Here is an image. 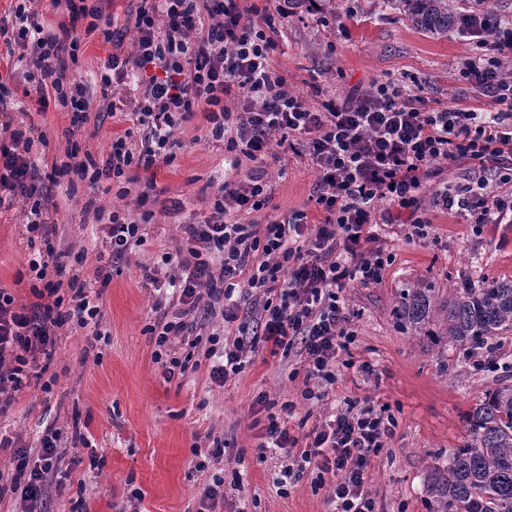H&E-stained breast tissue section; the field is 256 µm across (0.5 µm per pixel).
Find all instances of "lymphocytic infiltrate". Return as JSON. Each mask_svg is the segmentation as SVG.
<instances>
[{
  "mask_svg": "<svg viewBox=\"0 0 512 512\" xmlns=\"http://www.w3.org/2000/svg\"><path fill=\"white\" fill-rule=\"evenodd\" d=\"M51 2L66 6L69 25L60 34L45 33L36 11L21 0L14 10V41L40 72L38 103L47 105L53 97L84 112L86 90L66 84L60 61L63 47L80 48L72 22L86 20L87 32H102L108 43L123 40L124 33L86 0ZM287 15L279 4L259 12L239 0H138L133 53L109 55L100 75L105 92L136 78L138 129L113 140L103 166L81 161L62 170L95 183L123 178L133 166L149 172L167 165L175 130L205 107L210 133L231 154L236 174L219 187L204 223L181 225L184 252L162 257L169 272L161 277L150 268L143 272L158 293L156 319L148 327L155 338L153 358L166 378L185 372L191 357L180 353L178 339L198 308L217 310L224 322L237 323L238 333L225 341L216 333L208 336L203 355L212 362L213 382L226 383L249 354L268 344L276 351H297L309 382L302 397L320 401L336 383L339 353L354 341L344 292L382 281L389 255L381 225L406 218L417 234L430 226L417 194L434 176L435 162H475L483 172L475 184L437 193L436 206L470 224H499L512 215V70L507 67L512 28H487L475 20L467 29L477 51L460 74L492 100L495 111L438 109L390 80L374 81L349 100L325 98L313 108L288 90L272 66L271 33ZM149 66L156 75L137 79ZM233 95L239 103L235 112L224 104ZM300 140L316 173L321 221L310 223L302 211L266 224L236 220V213L261 210L273 194L265 162L272 147L292 151ZM34 142V135L0 122V206L9 198L29 203L27 231L45 239L50 223L42 203L44 182L31 158ZM245 159L250 168H242ZM28 265L36 281L35 303L17 305L0 290V417L32 382L50 391L44 375L60 331L74 325L95 333L102 320L97 296L79 273H68L63 253L46 246ZM238 291L259 295L255 330L237 322ZM393 428L385 409L366 402L325 416L302 439L270 421L257 451L262 457L281 451L286 473L332 475L327 500L335 512H375L368 489L371 460ZM59 440L56 428H45L37 464L11 486L0 484V496L20 491L28 512H39L60 469ZM295 447L301 450L296 460L289 454Z\"/></svg>",
  "mask_w": 512,
  "mask_h": 512,
  "instance_id": "f902f5d3",
  "label": "lymphocytic infiltrate"
}]
</instances>
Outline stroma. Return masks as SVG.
Here are the masks:
<instances>
[{
	"instance_id": "35a3bbf8",
	"label": "stroma",
	"mask_w": 512,
	"mask_h": 512,
	"mask_svg": "<svg viewBox=\"0 0 512 512\" xmlns=\"http://www.w3.org/2000/svg\"><path fill=\"white\" fill-rule=\"evenodd\" d=\"M15 5L0 0V82L8 88L0 113H7L14 127L44 134V143L33 147L41 172L66 162L74 145L102 161L113 137L132 123L100 107L106 100L128 102L134 93L128 82L113 84L109 95H102L100 72L109 54L132 53L134 31L115 46L77 22L81 46L67 75L86 85L92 108L84 116L54 101L43 108L31 94L37 71L13 40ZM274 40L275 70L312 106L318 103L315 88L344 98L376 79L395 80L436 108L491 106L488 98L465 91L459 79L463 62L474 53L470 38L456 30L445 37L422 33L389 0H299ZM208 131L203 112H196L175 133L180 146L173 161L153 175L128 169L124 186L105 178L95 184L65 177L46 182L45 205L53 222L49 240L29 239L22 202L0 210V289L20 305L34 300L28 260L35 250L49 243L83 254L79 270L90 281L107 251L111 213L136 220L144 211L153 214L144 245L115 261L112 281L101 291L100 339L80 329L63 330L48 369L56 377L52 392L26 390L0 418V432L21 436L32 448L46 426L59 429L69 466L62 489L49 491L47 512H71L81 485L86 512H196L202 488L215 473L224 477V512H330L326 490L311 474L282 477L276 459H260L256 446L269 415L301 437L320 417L368 398L396 420L393 436L372 459L369 489L376 512H428L426 464L448 461L467 435L465 412L502 373L476 367L465 355L447 354L435 338L398 329L391 309L402 286L422 278L444 296L477 274L512 280V222L477 230L437 209L424 236H409L402 225L384 227L390 260L383 280L346 289L355 341L340 353L336 385L319 404L301 397L304 378L296 373L299 357L293 351L274 356L258 350L222 386L211 381L206 361L168 379L152 357L155 339L148 327L155 318V292L142 274L162 269L163 253L179 242L180 224L204 221L211 213L226 164L223 143ZM268 172L275 184L272 198L261 211L241 214L240 222L264 224L300 210L316 216L315 175L306 159L286 153L270 162ZM151 177L156 187L146 205H139ZM174 200L181 202V213H169ZM76 426L89 446L73 444ZM218 441L225 445L221 461L196 471L199 455ZM92 455L100 460L98 468L87 463Z\"/></svg>"
}]
</instances>
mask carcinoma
Returning a JSON list of instances; mask_svg holds the SVG:
<instances>
[{"mask_svg": "<svg viewBox=\"0 0 512 512\" xmlns=\"http://www.w3.org/2000/svg\"><path fill=\"white\" fill-rule=\"evenodd\" d=\"M413 26L435 35L464 24L448 0H401ZM391 315L405 331L448 338V349L498 357V339L512 333V280L469 279L439 296L419 280L401 289ZM437 330H429L427 326ZM468 437L449 463L426 465L429 512H512V384H497L466 415Z\"/></svg>", "mask_w": 512, "mask_h": 512, "instance_id": "obj_1", "label": "carcinoma"}]
</instances>
